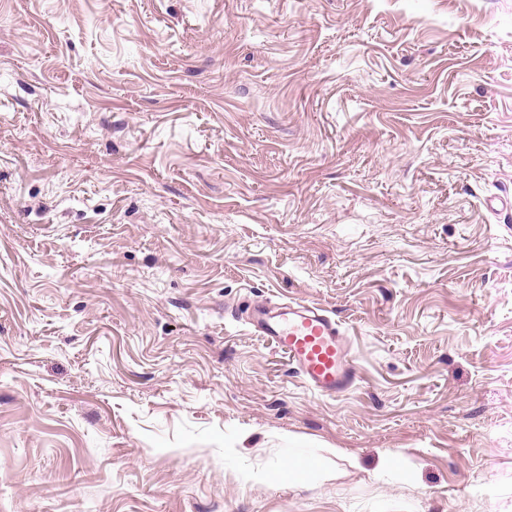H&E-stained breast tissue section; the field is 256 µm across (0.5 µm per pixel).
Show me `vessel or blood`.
Here are the masks:
<instances>
[{"label":"vessel or blood","instance_id":"obj_1","mask_svg":"<svg viewBox=\"0 0 512 512\" xmlns=\"http://www.w3.org/2000/svg\"><path fill=\"white\" fill-rule=\"evenodd\" d=\"M255 332L287 358L292 370L314 392L338 396L356 381L342 326L326 310L300 304L258 306L250 319Z\"/></svg>","mask_w":512,"mask_h":512}]
</instances>
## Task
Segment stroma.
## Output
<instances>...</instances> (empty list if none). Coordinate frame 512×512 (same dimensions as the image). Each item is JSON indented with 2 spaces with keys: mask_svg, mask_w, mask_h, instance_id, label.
Masks as SVG:
<instances>
[{
  "mask_svg": "<svg viewBox=\"0 0 512 512\" xmlns=\"http://www.w3.org/2000/svg\"><path fill=\"white\" fill-rule=\"evenodd\" d=\"M0 512H512V0H0ZM250 324L286 356L291 369L314 392L335 397L354 386L346 336L326 310L300 304L256 306Z\"/></svg>",
  "mask_w": 512,
  "mask_h": 512,
  "instance_id": "obj_1",
  "label": "stroma"
}]
</instances>
